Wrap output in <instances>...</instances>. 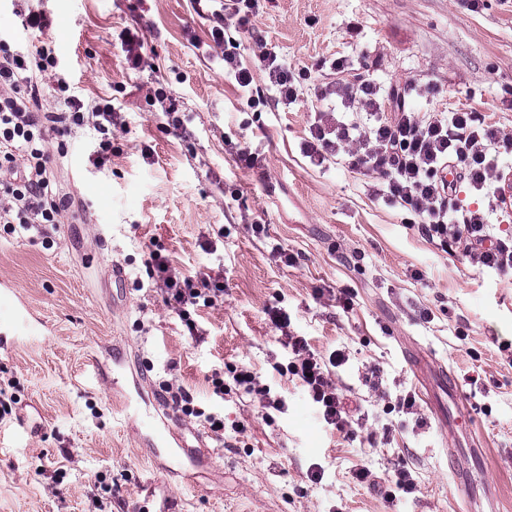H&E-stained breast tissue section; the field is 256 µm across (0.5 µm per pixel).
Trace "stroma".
<instances>
[{
    "instance_id": "1",
    "label": "stroma",
    "mask_w": 512,
    "mask_h": 512,
    "mask_svg": "<svg viewBox=\"0 0 512 512\" xmlns=\"http://www.w3.org/2000/svg\"><path fill=\"white\" fill-rule=\"evenodd\" d=\"M29 5L46 29L20 31L18 0H0V31L52 43L75 93L111 100L127 127L112 132L108 169L89 163L91 133L81 130L55 170L78 217L58 245L0 236V284L46 325L0 352V383L15 398L0 417V512H159L172 497L178 512H512V279L423 238L344 161L312 165L300 146L319 107L313 89L287 107L251 108L197 48L215 24L210 0ZM252 25L292 67L342 57L362 79L399 85L414 112L473 111L512 136L501 95L512 86V0L475 12L462 0H268ZM127 27L143 40V69L128 65L118 38ZM160 87L181 132L163 128ZM243 142L254 167L237 159ZM156 249L182 274L224 278L223 303L198 311L200 341L151 285L145 261ZM344 293L348 311L336 303ZM270 307L322 356L344 352L333 376L353 419L344 431L276 372L288 355ZM418 362L452 379L437 407ZM242 364L286 399L285 412L263 411L229 378L223 398L212 395L213 371ZM168 381L204 417L168 405ZM409 392L412 414L395 408ZM146 413L191 455L154 453ZM315 464L318 482L307 476ZM401 465L413 492L395 486ZM160 471L161 484L146 488Z\"/></svg>"
}]
</instances>
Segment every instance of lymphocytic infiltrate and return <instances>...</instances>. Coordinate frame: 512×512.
I'll list each match as a JSON object with an SVG mask.
<instances>
[{
	"label": "lymphocytic infiltrate",
	"mask_w": 512,
	"mask_h": 512,
	"mask_svg": "<svg viewBox=\"0 0 512 512\" xmlns=\"http://www.w3.org/2000/svg\"><path fill=\"white\" fill-rule=\"evenodd\" d=\"M258 48L250 67L243 65L239 53L225 49L224 73L246 89L254 71L265 74L269 94L251 98L254 107L268 98L293 103L304 85L313 83L316 98L326 107L316 112L302 147L312 164L345 157L351 169L377 176L384 198L418 217L422 236L444 249H463L475 266L512 276V235L497 237L488 231L489 213L506 206L496 158L512 154L511 137L499 136L473 112L416 115L399 87L380 93L376 84L350 77L343 59L292 71L266 42ZM58 65L50 45L25 52L11 39L0 38V228L8 234L44 236L63 224L70 204L52 188V165L67 156L75 129L89 125L95 130L90 156L96 168L112 160V129L121 125L120 116L108 103L86 107L71 93ZM315 69L329 70L330 75L312 81ZM385 101L391 106L387 114L381 110ZM450 166L471 189L486 193V209L457 205V188L443 176ZM147 266L162 287L166 305L191 338L199 339L191 312L223 299V282L176 274L168 257L156 251L150 252ZM287 347L292 355L287 372L299 380L325 424L344 430L348 414L331 381L341 356L321 359L302 336L289 337Z\"/></svg>",
	"instance_id": "1"
}]
</instances>
